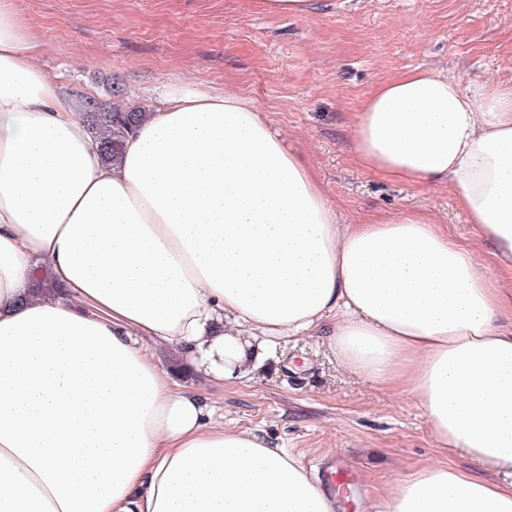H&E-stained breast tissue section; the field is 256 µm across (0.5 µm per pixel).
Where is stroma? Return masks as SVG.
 Returning <instances> with one entry per match:
<instances>
[{
  "label": "stroma",
  "mask_w": 512,
  "mask_h": 512,
  "mask_svg": "<svg viewBox=\"0 0 512 512\" xmlns=\"http://www.w3.org/2000/svg\"><path fill=\"white\" fill-rule=\"evenodd\" d=\"M36 64L72 104L92 97L149 111L166 89L249 99L304 157L347 223L398 211L435 217L489 277L512 282L457 208L450 187L385 181L355 165L349 130L372 88L436 67L464 82L512 85V0H333L311 17L266 14L259 0H15ZM162 372L201 395L215 422L262 432L313 478L349 472L339 512H365L418 466L468 459L437 448L413 397L342 366L326 337L280 340L252 381L225 386L167 348Z\"/></svg>",
  "instance_id": "obj_1"
}]
</instances>
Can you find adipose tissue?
I'll list each match as a JSON object with an SVG mask.
<instances>
[{"label":"adipose tissue","mask_w":512,"mask_h":512,"mask_svg":"<svg viewBox=\"0 0 512 512\" xmlns=\"http://www.w3.org/2000/svg\"><path fill=\"white\" fill-rule=\"evenodd\" d=\"M0 0V512H335L300 458L212 420L150 346L242 385L333 320L366 381L409 392L438 447L369 512H512V328L467 248L423 214L341 223L241 96L164 98L117 163ZM355 163L450 184L512 273V87L415 69L354 114ZM61 286L32 292L34 271Z\"/></svg>","instance_id":"ef3b65f1"}]
</instances>
